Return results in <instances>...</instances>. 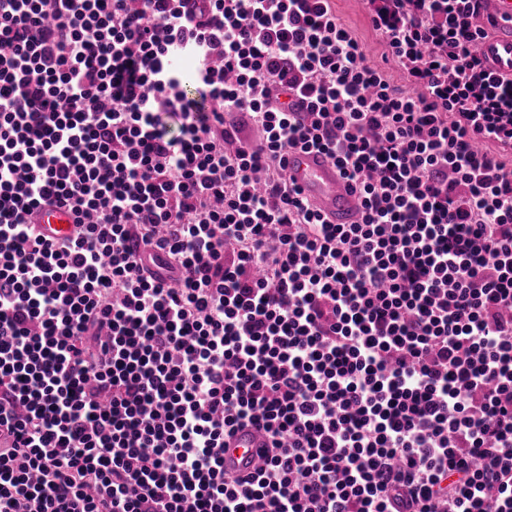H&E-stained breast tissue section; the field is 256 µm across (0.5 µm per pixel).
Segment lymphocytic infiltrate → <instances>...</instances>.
I'll return each instance as SVG.
<instances>
[{
  "label": "lymphocytic infiltrate",
  "mask_w": 512,
  "mask_h": 512,
  "mask_svg": "<svg viewBox=\"0 0 512 512\" xmlns=\"http://www.w3.org/2000/svg\"><path fill=\"white\" fill-rule=\"evenodd\" d=\"M478 2L367 0L376 62L332 0H0V512H512V78ZM249 426L262 465L225 470ZM289 180L298 186L331 224H352L358 218L356 194L336 165L317 151L293 149L287 155ZM36 228L49 239L63 241L73 234L74 215L66 207H43L37 215Z\"/></svg>",
  "instance_id": "lymphocytic-infiltrate-1"
}]
</instances>
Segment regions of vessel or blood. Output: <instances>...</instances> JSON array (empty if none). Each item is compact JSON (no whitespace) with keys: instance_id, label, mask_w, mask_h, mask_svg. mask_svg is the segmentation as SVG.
Listing matches in <instances>:
<instances>
[{"instance_id":"vessel-or-blood-1","label":"vessel or blood","mask_w":512,"mask_h":512,"mask_svg":"<svg viewBox=\"0 0 512 512\" xmlns=\"http://www.w3.org/2000/svg\"><path fill=\"white\" fill-rule=\"evenodd\" d=\"M479 5L480 20L492 27L493 33L480 41L478 54L494 74L512 77V0H480ZM287 170L289 180L329 223L351 224L357 220V197L324 154L290 150ZM36 228L49 239L65 240L73 234L74 215L65 207H43L37 215ZM259 446L255 430L239 431L224 451L225 469H250Z\"/></svg>"}]
</instances>
